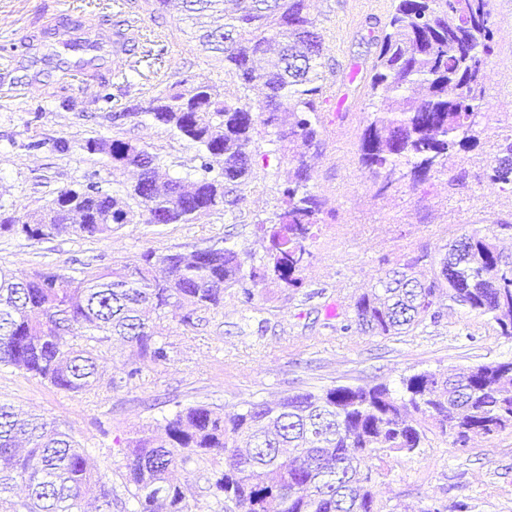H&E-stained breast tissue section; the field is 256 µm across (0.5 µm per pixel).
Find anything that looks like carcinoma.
I'll list each match as a JSON object with an SVG mask.
<instances>
[{
  "label": "carcinoma",
  "instance_id": "obj_1",
  "mask_svg": "<svg viewBox=\"0 0 512 512\" xmlns=\"http://www.w3.org/2000/svg\"><path fill=\"white\" fill-rule=\"evenodd\" d=\"M199 42L224 63L240 89L262 87L257 107L237 98L218 100L204 81H180L151 98L148 115L198 148L197 177L190 183L157 176L158 157L129 139H89L88 153L114 169L134 168L137 180L110 192L94 179L63 189L24 222L0 216V233L30 238L62 233L108 236L129 223L133 208L154 223L188 224L224 206L226 189L252 180V145L258 128L295 165V180L282 190L275 219L255 224L267 242L264 254L244 259L234 248L211 245L190 255L144 252L133 265L86 271L80 278L52 269L25 277L0 272V366H9L65 392H82L98 379L94 348L71 337L102 342L123 338L131 348L135 378L140 362L167 361L154 340L152 317L181 301L218 306L235 288L249 303L269 282L302 285L325 201L314 193L307 155L322 146L318 103L325 94L319 68L326 47L308 0H181ZM489 0H393L369 80L371 110L359 134V162L377 194L413 190L449 173L452 156L473 147L488 107L484 71L491 55ZM486 173L511 185L512 133ZM220 171H215V167ZM512 224L474 229L446 248L429 278L395 271L359 296L355 321L373 336L417 329L439 316L447 293L457 306L489 315L512 338V258L500 252L498 234ZM163 268L158 278L154 269ZM434 422L464 447L477 435L512 430V360L467 372L423 371L385 386L347 385L319 393L291 394L279 402H250L232 415L205 405L177 411L160 426L130 439L126 487L134 512H190L182 487L168 473L192 456L230 454L229 468L213 472L210 488L235 512H375L368 460L414 453L425 431L411 414ZM28 490L26 512H81L92 483L84 454L70 435L44 417L21 419L0 404V512H13L17 483Z\"/></svg>",
  "mask_w": 512,
  "mask_h": 512
}]
</instances>
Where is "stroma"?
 Returning <instances> with one entry per match:
<instances>
[{
  "mask_svg": "<svg viewBox=\"0 0 512 512\" xmlns=\"http://www.w3.org/2000/svg\"><path fill=\"white\" fill-rule=\"evenodd\" d=\"M326 53L321 74L331 88L321 105L324 144L310 154V182L328 212L303 270V285L259 289L251 304L236 290L223 304L198 308L184 303L156 322L165 343V363L143 365L127 380L130 348L115 339L96 344L101 377L92 388L70 393L29 374L0 367V402L51 419L84 452L95 476L112 489V512H133L124 479L126 444L136 432L156 428L180 409L205 405L220 413L241 411L245 402H274L298 392L337 385L402 388L403 378L423 371L466 369L512 358V339L500 336L489 316L469 313L440 300V317L415 331L386 338L352 326L353 303L385 272L416 260L428 275L440 248L474 228L512 224V192L490 183L486 168L499 155L512 129V0H490L494 22L485 85L489 108L474 148L455 154L451 178H434L417 191L401 188L380 197L358 157V136L366 105L352 67L368 69L392 0H309ZM84 18L87 30L100 20L136 34L121 61L123 84L113 119L98 102L91 80L64 79L71 53L50 37L64 19ZM0 207L17 218L42 210L59 190L75 188L88 175L117 191L137 178L134 169H115L82 151L91 138L138 141L159 157L162 176H185L197 149L150 116L134 113L183 78L208 82L214 94H239L235 78L204 51L183 13L153 11L146 0H0ZM68 152L55 148L59 140ZM40 149H32V142ZM250 186L226 197L223 209L188 224H149L134 213L129 224L108 236L61 234L33 240L21 232L0 235V269L19 276L54 268L81 272L136 263L144 251L191 252L227 242L242 254L262 255L265 243L256 220L282 206L281 191L294 166L257 135ZM191 325H183V315ZM413 455L390 458L373 470L376 512H512V431L476 436L455 445L438 428ZM217 460L195 457L177 463L171 480L186 493L191 512H225L208 479Z\"/></svg>",
  "mask_w": 512,
  "mask_h": 512,
  "instance_id": "1",
  "label": "stroma"
}]
</instances>
